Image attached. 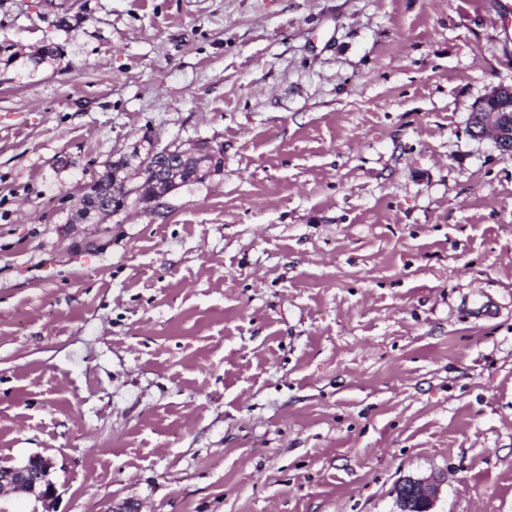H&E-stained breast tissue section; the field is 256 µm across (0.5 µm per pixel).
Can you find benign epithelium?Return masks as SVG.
Instances as JSON below:
<instances>
[{
	"mask_svg": "<svg viewBox=\"0 0 512 512\" xmlns=\"http://www.w3.org/2000/svg\"><path fill=\"white\" fill-rule=\"evenodd\" d=\"M468 128L473 138L489 140L496 148L505 149L512 141V120L506 112H493L488 117L475 112L471 115ZM159 151L155 137H141L132 147L133 157L128 164L115 175V186L121 195L130 197L137 185V169L139 163L152 158ZM56 463L50 457L33 455L17 465L0 464V512H12L7 496L18 493L34 497L35 502L42 505L43 510L33 509L32 512H52L58 498V489L52 480V471ZM441 477L404 476L397 483L400 504L405 509L414 508L419 512H432L440 494Z\"/></svg>",
	"mask_w": 512,
	"mask_h": 512,
	"instance_id": "benign-epithelium-1",
	"label": "benign epithelium"
}]
</instances>
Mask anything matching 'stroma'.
Wrapping results in <instances>:
<instances>
[{
    "mask_svg": "<svg viewBox=\"0 0 512 512\" xmlns=\"http://www.w3.org/2000/svg\"><path fill=\"white\" fill-rule=\"evenodd\" d=\"M0 0V461L55 512H512V0ZM152 131L224 170L86 224ZM58 56H60L58 46H43L38 54L19 57L18 52L12 51V45H0V64L4 67L18 65L20 68L35 71L48 59H55ZM483 112H474L469 120L468 128L473 138L490 140L496 148L505 152L507 143L512 141V117L507 112H493L483 118ZM122 162V154L115 159L105 160L102 163V170L97 174V179L85 187L82 219H94L93 215H88L105 208H109L112 214V173L114 168L119 167ZM55 466L52 458L42 455L30 456L17 465L0 464V511L12 512L6 496L18 493L33 496L44 508L39 511L35 507L29 512H55L51 510L58 498V489L51 477ZM442 482L441 477L434 474L402 477L397 483V492L400 494L401 506L405 507L403 511L414 508L420 512H432Z\"/></svg>",
    "mask_w": 512,
    "mask_h": 512,
    "instance_id": "35a3bbf8",
    "label": "stroma"
}]
</instances>
